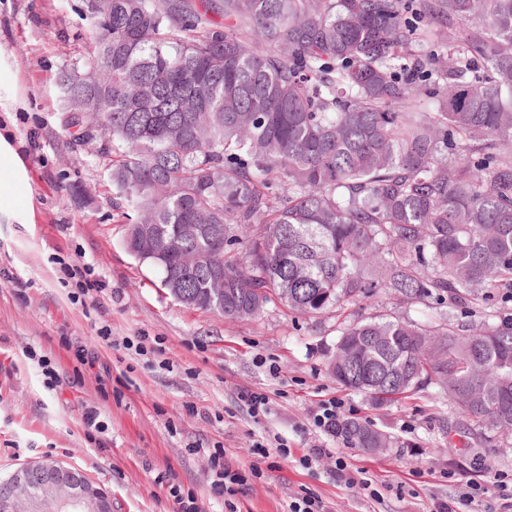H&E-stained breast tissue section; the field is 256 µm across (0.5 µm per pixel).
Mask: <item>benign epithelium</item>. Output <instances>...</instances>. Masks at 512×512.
I'll use <instances>...</instances> for the list:
<instances>
[{"label": "benign epithelium", "instance_id": "7a95c632", "mask_svg": "<svg viewBox=\"0 0 512 512\" xmlns=\"http://www.w3.org/2000/svg\"><path fill=\"white\" fill-rule=\"evenodd\" d=\"M0 512H112V498L68 466L28 462L0 483Z\"/></svg>", "mask_w": 512, "mask_h": 512}]
</instances>
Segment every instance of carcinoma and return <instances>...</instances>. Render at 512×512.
I'll list each match as a JSON object with an SVG mask.
<instances>
[{"mask_svg":"<svg viewBox=\"0 0 512 512\" xmlns=\"http://www.w3.org/2000/svg\"><path fill=\"white\" fill-rule=\"evenodd\" d=\"M86 2V64L55 76L66 124L99 142L123 242L151 241L163 288L236 320L381 291L512 299V0H430L414 19L401 0ZM184 252L208 259L190 273ZM493 317L461 334L371 316L339 327L328 370L378 404L433 384L511 438L512 320ZM337 435L393 444L352 419Z\"/></svg>","mask_w":512,"mask_h":512,"instance_id":"cac0c4a2","label":"carcinoma"}]
</instances>
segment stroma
<instances>
[{"label": "stroma", "instance_id": "35a3bbf8", "mask_svg": "<svg viewBox=\"0 0 512 512\" xmlns=\"http://www.w3.org/2000/svg\"><path fill=\"white\" fill-rule=\"evenodd\" d=\"M82 4L0 0V134L26 171L0 194V478L26 462L58 461L108 492L113 512H178L174 485L201 512H288L307 493L328 512H430L434 500L458 498L461 486L443 474L465 467L494 499L490 473H512V438L482 443L480 427L433 386L377 405L339 385L327 370L335 312L306 319L271 305L255 320L228 319L175 301L159 272L128 254L98 145L66 126L54 82L85 55ZM62 259L92 264L103 291L71 302L57 281ZM440 311L477 324L487 308L464 315L381 293L346 316L426 323ZM142 337L147 354L125 349ZM245 390L269 396L265 414L248 413ZM332 397L394 440L381 452H354L379 498L336 482L332 451L343 442L312 425L318 403ZM90 408L105 433H87ZM280 441L288 455L276 452ZM258 442L269 444L267 458L254 456ZM317 446L329 456L303 468L300 457ZM218 448L225 467L247 478L237 494L211 490L209 456Z\"/></svg>", "mask_w": 512, "mask_h": 512}]
</instances>
